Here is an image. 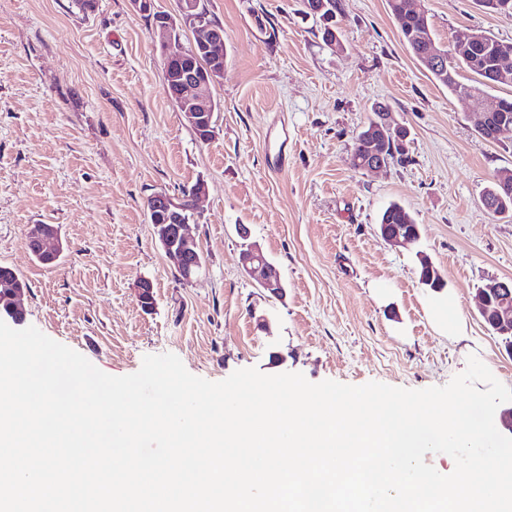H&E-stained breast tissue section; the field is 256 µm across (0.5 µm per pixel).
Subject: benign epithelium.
I'll use <instances>...</instances> for the list:
<instances>
[{"mask_svg":"<svg viewBox=\"0 0 512 512\" xmlns=\"http://www.w3.org/2000/svg\"><path fill=\"white\" fill-rule=\"evenodd\" d=\"M154 28L161 34L164 57L177 65L172 71V83L177 88L178 111L196 136L208 141L217 132L214 100L208 89L224 78V34L207 20L199 0H178L176 14H159ZM183 31L192 34L188 44L181 40ZM155 200L152 208L156 212L154 235L173 266L182 273L184 280L190 281L202 268L203 254L190 235L188 224L183 222L179 204L166 194L156 195ZM383 238L393 246H407L419 238L418 225L404 224L392 233L385 224ZM27 241L35 246L34 256L43 264L55 262L63 253V244L51 224L34 225L27 234ZM241 263L263 289L274 296L283 294L280 273L257 246L249 245L244 249ZM136 290L141 308L151 310L152 280L140 279ZM21 293V286L8 279L0 283V301L5 303L3 313L16 324L19 323L17 298ZM494 295L498 297L495 324L501 333H512V302L509 301L512 283L497 278L488 280L487 285L479 289L480 314L488 313Z\"/></svg>","mask_w":512,"mask_h":512,"instance_id":"7a95c632","label":"benign epithelium"}]
</instances>
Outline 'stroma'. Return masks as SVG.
<instances>
[{"mask_svg": "<svg viewBox=\"0 0 512 512\" xmlns=\"http://www.w3.org/2000/svg\"><path fill=\"white\" fill-rule=\"evenodd\" d=\"M224 27V78L212 86L218 131L196 138L166 93L159 41L129 0H0V266L26 283L24 326L106 374L148 354L177 355L193 375L302 373L318 383L448 384L477 356L512 388V354L478 311L479 288L512 280V215L480 201L512 169V130L477 132L469 104L435 81L402 42L387 0H338L343 48L297 0H208ZM438 51L473 29L512 42V15L479 0H414ZM408 130L406 159L353 168L354 136L376 105ZM291 132L288 166L269 169L272 120ZM205 182L190 221L203 253L186 282L153 232L148 199ZM399 203L418 243L389 245L379 218ZM33 224L64 243L52 265L25 245ZM247 226L241 239L238 226ZM256 244L279 270L272 296L241 266ZM426 255L467 327L458 342L431 316L419 282ZM154 284L143 311L136 283ZM267 328H260L259 317Z\"/></svg>", "mask_w": 512, "mask_h": 512, "instance_id": "35a3bbf8", "label": "stroma"}]
</instances>
